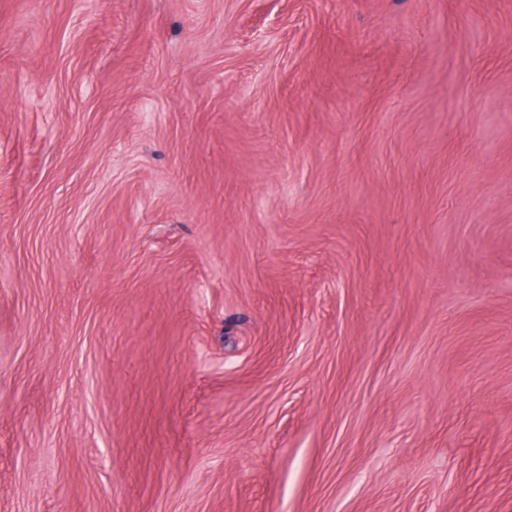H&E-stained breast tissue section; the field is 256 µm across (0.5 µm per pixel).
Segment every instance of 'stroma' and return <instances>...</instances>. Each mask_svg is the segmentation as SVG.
<instances>
[{"label": "stroma", "instance_id": "1", "mask_svg": "<svg viewBox=\"0 0 512 512\" xmlns=\"http://www.w3.org/2000/svg\"><path fill=\"white\" fill-rule=\"evenodd\" d=\"M0 512H512V0H0Z\"/></svg>", "mask_w": 512, "mask_h": 512}]
</instances>
